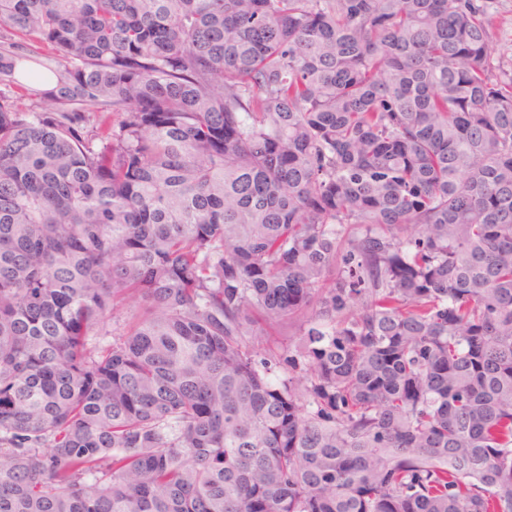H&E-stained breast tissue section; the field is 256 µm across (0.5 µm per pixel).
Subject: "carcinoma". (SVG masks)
Wrapping results in <instances>:
<instances>
[{
    "label": "carcinoma",
    "mask_w": 512,
    "mask_h": 512,
    "mask_svg": "<svg viewBox=\"0 0 512 512\" xmlns=\"http://www.w3.org/2000/svg\"><path fill=\"white\" fill-rule=\"evenodd\" d=\"M494 3L0 0V512H512Z\"/></svg>",
    "instance_id": "obj_1"
}]
</instances>
